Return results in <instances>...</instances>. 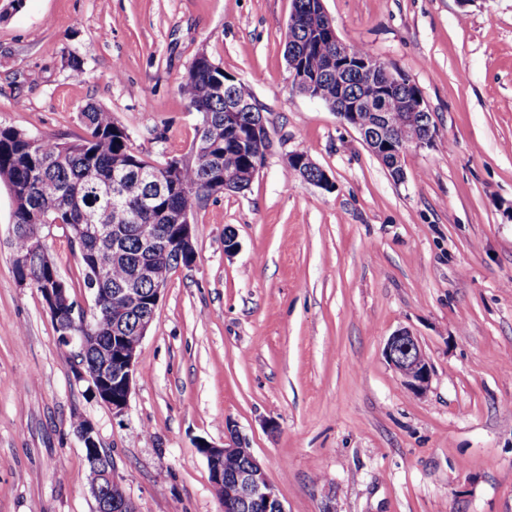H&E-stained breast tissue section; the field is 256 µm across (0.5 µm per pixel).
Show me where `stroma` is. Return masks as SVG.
<instances>
[{"label": "stroma", "mask_w": 512, "mask_h": 512, "mask_svg": "<svg viewBox=\"0 0 512 512\" xmlns=\"http://www.w3.org/2000/svg\"><path fill=\"white\" fill-rule=\"evenodd\" d=\"M323 4L431 113L402 180L294 89L292 0H0V127L72 141L93 103L164 162L194 138L178 84L203 51L252 91L272 141L247 190L195 212V260L171 273L118 414L18 280L0 182V512H95L78 417L138 512H224L197 442L232 432L286 512H512V0ZM295 151L334 190L289 173ZM43 233L87 306L63 229ZM402 328L432 368L422 394L384 355Z\"/></svg>", "instance_id": "obj_1"}]
</instances>
